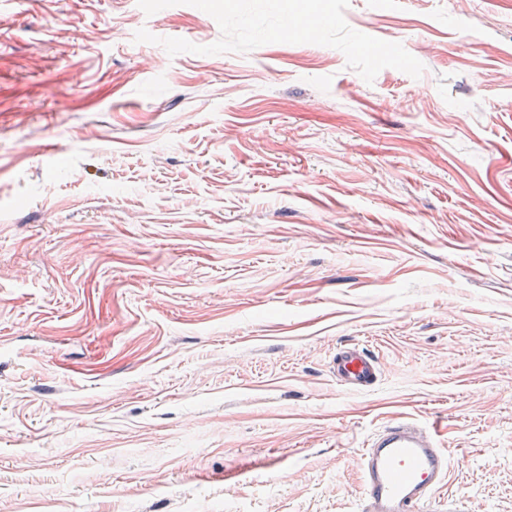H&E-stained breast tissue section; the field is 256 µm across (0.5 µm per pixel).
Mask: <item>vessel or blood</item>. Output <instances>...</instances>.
<instances>
[{
  "label": "vessel or blood",
  "mask_w": 512,
  "mask_h": 512,
  "mask_svg": "<svg viewBox=\"0 0 512 512\" xmlns=\"http://www.w3.org/2000/svg\"><path fill=\"white\" fill-rule=\"evenodd\" d=\"M329 368L340 385L366 390L380 377L376 358L356 343L337 348ZM361 512H429L449 477L447 449L429 428L404 418L384 425L357 460Z\"/></svg>",
  "instance_id": "1"
}]
</instances>
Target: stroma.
<instances>
[{"label": "stroma", "mask_w": 512, "mask_h": 512, "mask_svg": "<svg viewBox=\"0 0 512 512\" xmlns=\"http://www.w3.org/2000/svg\"><path fill=\"white\" fill-rule=\"evenodd\" d=\"M420 78L209 45L188 5L0 0V505L358 512L433 428L437 507L512 512V0H349ZM378 357L368 390L328 369ZM329 368L340 385L358 390L372 388L380 377V366L376 358L357 343L337 348ZM361 512H424L449 477V455L429 428L404 418L384 425L357 460Z\"/></svg>", "instance_id": "obj_1"}]
</instances>
